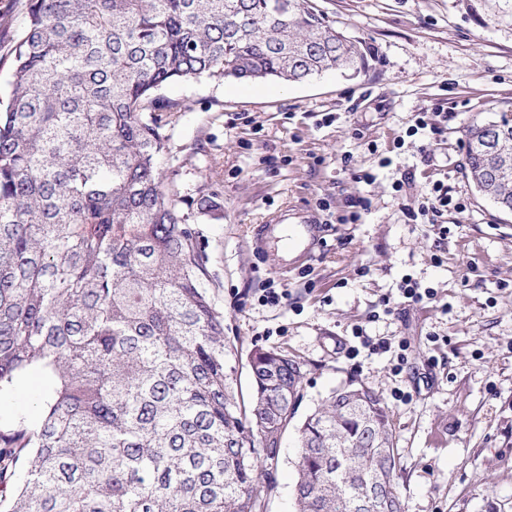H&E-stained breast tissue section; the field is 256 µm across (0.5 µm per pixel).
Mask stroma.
Listing matches in <instances>:
<instances>
[{
    "mask_svg": "<svg viewBox=\"0 0 512 512\" xmlns=\"http://www.w3.org/2000/svg\"><path fill=\"white\" fill-rule=\"evenodd\" d=\"M313 3L368 44L357 78H203L160 91L182 105L165 115L167 191L213 193L223 206L194 226L224 315V365L246 393L252 350L300 356L302 416L348 384L378 392L404 512H512V213L463 168L467 123L512 115V29L480 23L459 0ZM422 112L441 113L438 131H414ZM437 184L460 209L421 215ZM359 196L368 212L340 223ZM287 205L316 213L326 232L313 259L285 270L282 251L255 249L252 231ZM407 279L435 301L402 303ZM271 282L288 292L277 306L261 301ZM381 339L389 351L375 349ZM45 386L40 370L25 373L0 421L38 423ZM296 453L291 432L268 512L295 510Z\"/></svg>",
    "mask_w": 512,
    "mask_h": 512,
    "instance_id": "1",
    "label": "stroma"
}]
</instances>
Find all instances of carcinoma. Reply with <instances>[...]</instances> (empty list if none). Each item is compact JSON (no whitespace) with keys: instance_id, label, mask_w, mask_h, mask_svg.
Returning a JSON list of instances; mask_svg holds the SVG:
<instances>
[{"instance_id":"cac0c4a2","label":"carcinoma","mask_w":512,"mask_h":512,"mask_svg":"<svg viewBox=\"0 0 512 512\" xmlns=\"http://www.w3.org/2000/svg\"><path fill=\"white\" fill-rule=\"evenodd\" d=\"M478 21L512 0H463ZM0 100V395L47 379L37 426L0 425V512H267L298 434L296 512H403L380 395L333 391L298 422L307 364L226 371L207 254L163 188L166 85L299 83L367 67L311 0H26ZM477 192L512 212V116L465 130ZM207 214L215 195L186 202Z\"/></svg>"}]
</instances>
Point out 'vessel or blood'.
<instances>
[{"label":"vessel or blood","instance_id":"obj_1","mask_svg":"<svg viewBox=\"0 0 512 512\" xmlns=\"http://www.w3.org/2000/svg\"><path fill=\"white\" fill-rule=\"evenodd\" d=\"M322 229L314 216L284 211L260 227L257 244L263 248L279 246L307 258L318 243Z\"/></svg>","mask_w":512,"mask_h":512}]
</instances>
